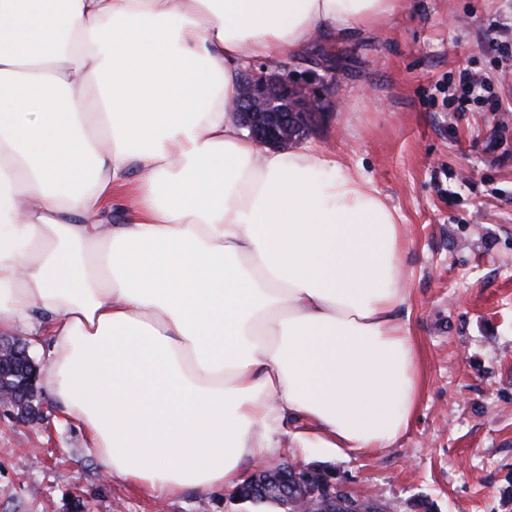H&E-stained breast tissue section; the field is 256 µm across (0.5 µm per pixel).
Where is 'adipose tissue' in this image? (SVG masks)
<instances>
[{"label": "adipose tissue", "mask_w": 512, "mask_h": 512, "mask_svg": "<svg viewBox=\"0 0 512 512\" xmlns=\"http://www.w3.org/2000/svg\"><path fill=\"white\" fill-rule=\"evenodd\" d=\"M398 7L0 0V335L46 344L48 393L107 476L233 488L285 443L408 431L423 386L398 215L335 154L259 148L230 116L247 65Z\"/></svg>", "instance_id": "obj_1"}]
</instances>
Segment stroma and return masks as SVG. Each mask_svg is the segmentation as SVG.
<instances>
[{
  "label": "stroma",
  "mask_w": 512,
  "mask_h": 512,
  "mask_svg": "<svg viewBox=\"0 0 512 512\" xmlns=\"http://www.w3.org/2000/svg\"><path fill=\"white\" fill-rule=\"evenodd\" d=\"M512 0H400L370 34L286 58L335 63L327 110L299 141L371 179L405 226L410 327L423 395L400 441L372 453L281 448L349 486L436 512H512ZM502 112H456L459 70ZM40 419L0 411V512H256L235 490L156 498L105 475L83 431L38 394Z\"/></svg>",
  "instance_id": "1"
}]
</instances>
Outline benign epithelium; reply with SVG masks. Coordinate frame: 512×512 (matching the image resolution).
I'll use <instances>...</instances> for the list:
<instances>
[{
    "mask_svg": "<svg viewBox=\"0 0 512 512\" xmlns=\"http://www.w3.org/2000/svg\"><path fill=\"white\" fill-rule=\"evenodd\" d=\"M324 111L323 92L303 76L268 72V65L246 70L243 92L233 107L235 120L246 127L260 147L285 146L301 137L309 119ZM0 405L27 417L24 401L0 386ZM249 498L274 496L282 512H397L375 499L353 491L336 474L320 467H288L278 461L263 462L244 479Z\"/></svg>",
    "mask_w": 512,
    "mask_h": 512,
    "instance_id": "obj_1",
    "label": "benign epithelium"
}]
</instances>
